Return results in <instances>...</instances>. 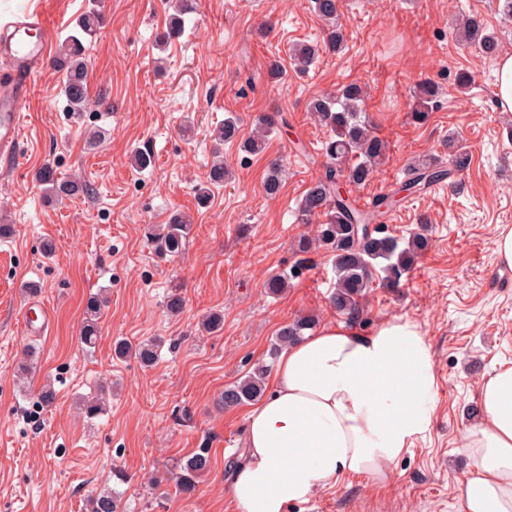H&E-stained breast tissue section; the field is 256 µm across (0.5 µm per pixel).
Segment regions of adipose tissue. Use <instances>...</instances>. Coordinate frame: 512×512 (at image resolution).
<instances>
[{
    "label": "adipose tissue",
    "mask_w": 512,
    "mask_h": 512,
    "mask_svg": "<svg viewBox=\"0 0 512 512\" xmlns=\"http://www.w3.org/2000/svg\"><path fill=\"white\" fill-rule=\"evenodd\" d=\"M435 388L431 350L408 320L331 322L287 346L245 412L230 485L239 512H288L348 475L386 484ZM478 399L483 416L461 436L473 468L458 485L459 512H512V362L480 383Z\"/></svg>",
    "instance_id": "adipose-tissue-1"
}]
</instances>
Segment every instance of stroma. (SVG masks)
<instances>
[{"label":"stroma","instance_id":"obj_1","mask_svg":"<svg viewBox=\"0 0 512 512\" xmlns=\"http://www.w3.org/2000/svg\"><path fill=\"white\" fill-rule=\"evenodd\" d=\"M43 7L60 41L89 9L101 20L85 42L89 111L73 117L45 60L23 109V150L18 160L0 158V512H90L105 491L118 495L120 512H238L229 483L243 448V410L224 408L225 387L268 361L283 325L340 318L329 304L334 272L325 253L279 294H268L265 282L295 262L293 243L315 231L295 208L324 170L328 131L306 106L351 82L365 89L372 129L388 144L385 163L353 197L367 202L394 189L419 159L447 162L452 135L471 162L387 216L400 237L427 225L429 243L400 287L370 288L357 320L367 328L402 318L422 331L436 375L426 429L387 484L353 475L288 512H459L457 485L472 467L459 435L482 416L480 382L512 361V286L491 276L496 227L512 225V112L497 107L496 59L459 45L451 26L456 15H480L501 51L512 52V22L500 18L496 0H340L346 46L321 54L306 73L291 68L289 48L322 37L310 0H189L182 36L162 46L155 33L170 0ZM275 59L285 73L270 83L264 75ZM460 71L473 77L463 93ZM424 76L442 92L418 123L409 102ZM264 112L289 124L264 153L215 148L210 131L224 117L236 115L245 138ZM188 122L194 131L186 136ZM94 127L105 139L91 147ZM136 150L151 154L147 169L131 167ZM218 153L233 176L198 206L195 190ZM274 160L284 178L271 198L264 180ZM46 164L57 176H80L89 192L49 198L34 178ZM177 212L193 229L172 258L145 230ZM174 290L184 299L177 315L166 307ZM31 295L52 311L50 334L37 339L21 319ZM94 297L104 306L89 350L79 336ZM214 312L224 325L205 332L201 321ZM122 339L153 344L154 362L116 357ZM91 400L103 407L93 418L84 409ZM202 446L211 467L193 496L178 495L173 476ZM117 468L125 481L113 478Z\"/></svg>","mask_w":512,"mask_h":512}]
</instances>
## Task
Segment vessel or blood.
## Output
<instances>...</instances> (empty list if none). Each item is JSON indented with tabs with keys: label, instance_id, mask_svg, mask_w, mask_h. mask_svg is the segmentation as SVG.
Instances as JSON below:
<instances>
[{
	"label": "vessel or blood",
	"instance_id": "1",
	"mask_svg": "<svg viewBox=\"0 0 512 512\" xmlns=\"http://www.w3.org/2000/svg\"><path fill=\"white\" fill-rule=\"evenodd\" d=\"M55 36V29L41 5L0 20V59L8 63L0 73V152L19 154L23 106L29 89ZM27 334L42 336L52 324L50 308L44 301L30 299L23 314Z\"/></svg>",
	"mask_w": 512,
	"mask_h": 512
}]
</instances>
